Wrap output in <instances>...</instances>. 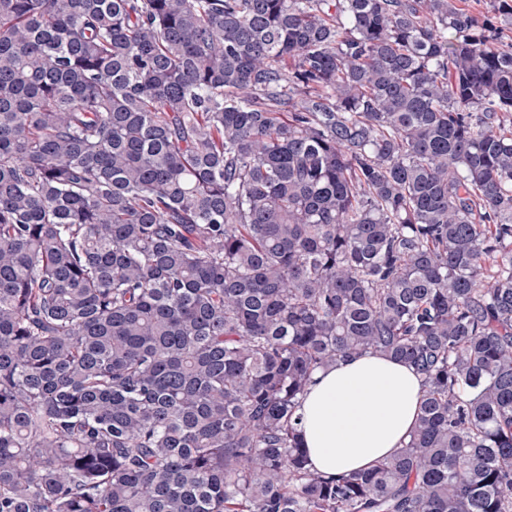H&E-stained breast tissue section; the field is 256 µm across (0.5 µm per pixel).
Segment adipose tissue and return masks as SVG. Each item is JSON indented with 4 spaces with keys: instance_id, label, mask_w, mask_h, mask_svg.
I'll list each match as a JSON object with an SVG mask.
<instances>
[{
    "instance_id": "obj_1",
    "label": "adipose tissue",
    "mask_w": 512,
    "mask_h": 512,
    "mask_svg": "<svg viewBox=\"0 0 512 512\" xmlns=\"http://www.w3.org/2000/svg\"><path fill=\"white\" fill-rule=\"evenodd\" d=\"M421 397L413 368L381 355L318 370L299 409L313 466L328 475L347 474L394 454L415 426Z\"/></svg>"
}]
</instances>
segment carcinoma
<instances>
[{"label": "carcinoma", "mask_w": 512, "mask_h": 512, "mask_svg": "<svg viewBox=\"0 0 512 512\" xmlns=\"http://www.w3.org/2000/svg\"><path fill=\"white\" fill-rule=\"evenodd\" d=\"M497 34L456 0H0V512H512ZM364 353L421 375L414 430L321 474L300 400Z\"/></svg>", "instance_id": "cac0c4a2"}]
</instances>
